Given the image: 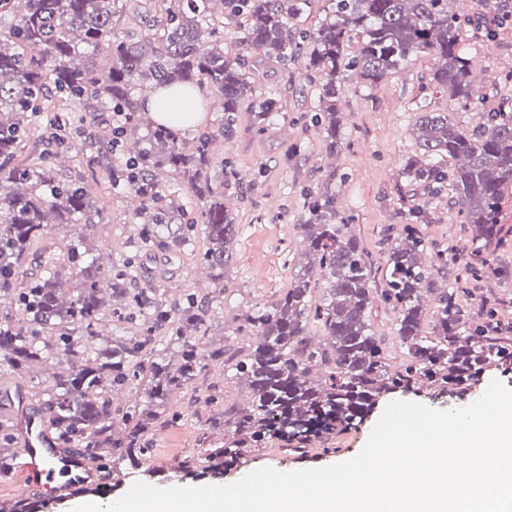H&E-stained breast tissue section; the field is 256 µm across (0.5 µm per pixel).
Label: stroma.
Segmentation results:
<instances>
[{"mask_svg": "<svg viewBox=\"0 0 512 512\" xmlns=\"http://www.w3.org/2000/svg\"><path fill=\"white\" fill-rule=\"evenodd\" d=\"M461 37L469 58L482 60L484 72L473 80L472 94L481 110L499 105L512 108V21L498 28L495 38ZM435 60L422 54L376 85L354 79L339 96L342 136L335 152H328L323 132L314 119L319 110L322 73H307L303 57L255 61L252 71L254 94H274L280 109L265 120H256L250 100H243L237 114V133L224 137V114L205 106L204 119L196 132L213 139L217 158L228 161L242 176V189L226 191L227 206L237 224L230 244L231 259L223 279H215L200 255L203 236L184 248L166 251L143 249L130 190L120 176L121 155L99 161L103 138L112 128V114L104 103L83 106L84 121L74 128L54 169L64 182L82 178L89 193L103 201V223L86 228L63 224L36 242L23 263L27 276L41 275L46 254L66 258L79 232H87L97 255L113 261L131 262L139 287L164 291L170 301L188 295H208L211 310L205 318L200 348L230 340L234 347L244 341L238 330L242 314L272 306L289 287L304 251L302 226L306 219L307 193L335 191L337 207L350 218L351 231L369 252L374 263V292H381L387 269V233H399L403 224L414 223L428 251H445L459 263L480 266L493 259L496 273L456 284L454 276L433 274L432 285L445 291L456 288L457 302L469 323L485 318L493 308L498 321L512 325V194L500 204L498 234L489 241L474 240L454 205L453 185L430 191L405 180L401 172L409 159L419 157L412 128L420 112L452 113L459 126L473 127L478 112L462 109L447 89L432 80ZM418 220H411L412 211ZM370 320L382 340L390 367L407 358L397 343V314L391 305L373 301ZM512 389V372L490 369L473 384L463 398L432 391L417 394L392 393L381 398L358 428L323 438L321 448L308 455L286 453L285 443L271 440L244 451L239 462L219 477H205V484H231L245 475L272 467L288 472L324 466L357 455L388 403L413 401L446 411L469 406L479 399L492 381ZM166 400L165 413L145 433L149 452L139 461L117 467L104 465L94 454H85L84 480L64 495L38 497L35 472L6 461L0 466V496L37 503V512H66L69 503L95 496L105 501L123 496L134 483L153 487L178 485V467L187 459L201 460L205 451L223 445L225 422L233 409L242 407L249 394L234 374L230 361L208 362L203 382H188Z\"/></svg>", "mask_w": 512, "mask_h": 512, "instance_id": "stroma-1", "label": "stroma"}]
</instances>
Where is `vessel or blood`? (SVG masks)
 <instances>
[{
	"label": "vessel or blood",
	"mask_w": 512,
	"mask_h": 512,
	"mask_svg": "<svg viewBox=\"0 0 512 512\" xmlns=\"http://www.w3.org/2000/svg\"><path fill=\"white\" fill-rule=\"evenodd\" d=\"M19 423L23 436L22 460H25L27 468L39 467L46 474L48 481L41 487L42 496H57L63 490L62 484L54 480L58 465L64 463L69 469L79 472L85 468L83 458L52 447L41 419L28 409H21Z\"/></svg>",
	"instance_id": "obj_1"
}]
</instances>
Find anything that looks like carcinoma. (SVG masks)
<instances>
[{
  "instance_id": "carcinoma-1",
  "label": "carcinoma",
  "mask_w": 512,
  "mask_h": 512,
  "mask_svg": "<svg viewBox=\"0 0 512 512\" xmlns=\"http://www.w3.org/2000/svg\"><path fill=\"white\" fill-rule=\"evenodd\" d=\"M159 29L137 35H112V17L122 0H0V14L14 24L0 31V297L22 307L18 323H0V368L20 376L36 364L55 358L67 368L51 374L34 396L49 413L57 439L64 445L85 442L99 457L117 464L149 452L142 438L159 413L169 391L195 380L207 360L224 357V347L202 353L190 337L200 332L206 308L188 298V305H166L135 287L131 264L100 262L85 238L77 236L67 256V272L58 260L43 262V274L17 287L19 268L31 244L58 224L92 223L103 207L81 180L57 181L51 147L66 143L65 135L83 117L75 115L89 100L103 101L122 113L119 142L107 148L127 149L134 175L123 180L140 200L144 243L155 245L154 225L166 216L142 190L147 179L160 190L158 170L179 175L194 196L204 201L200 222L180 224L170 232L171 246L186 245L196 232L207 248L202 262L224 276L231 257L228 244L236 234L224 189L238 185L240 174L213 160L212 139L192 143L179 130L150 124L135 92L163 85L179 92L204 84L223 98L224 137L233 136L235 115L252 92L245 63L224 56V13L244 17L241 41L265 58L306 54L308 70L325 75L320 114L327 145L336 151L341 136L336 101L342 84L355 77L375 85L402 69L412 57L429 54L436 60L433 81L464 109L479 111L470 91V59L460 41L463 23L471 16L448 6L450 0H327L328 18L299 38L290 21L307 0H156ZM357 42L355 54L346 48ZM107 44V63L99 67L93 53ZM65 104L48 119L57 137L48 148L22 156L31 118L43 111L49 86ZM264 119L279 111L272 96L253 101ZM412 134L429 161L410 162L404 179L439 189L450 181L455 205L478 238L496 233L500 199L512 189V112H485L471 129L459 126L449 112L420 113ZM454 161L451 169L443 157ZM305 257L295 280L280 300L243 318L253 344L235 364L245 382L249 403L233 415L234 431L222 448H211L203 472L240 458L243 446L282 437L291 453L304 454L321 437L360 423L387 393L448 390L459 397L489 367L512 368V341L489 330L470 327L455 301V292L439 295L433 331H425V294L431 291L432 270L448 266L438 251L426 255L416 228L405 224L390 244L382 300L398 313L397 337L408 359L389 368L370 321L373 303V260L356 235L349 217L336 205V193L309 195L302 225ZM325 280L322 297L315 296ZM120 322L133 311L150 316L130 336L103 337L97 331L104 309ZM320 324L327 343L314 345L310 322ZM170 324L185 338L178 363L159 358L154 332ZM144 384L148 406L135 404L122 418L123 436L112 438V399L119 386Z\"/></svg>"
}]
</instances>
